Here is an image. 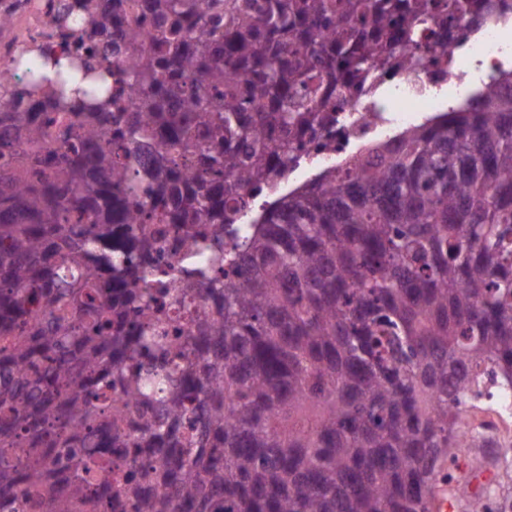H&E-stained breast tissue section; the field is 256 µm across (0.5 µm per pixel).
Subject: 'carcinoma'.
I'll return each instance as SVG.
<instances>
[{"label":"carcinoma","instance_id":"obj_1","mask_svg":"<svg viewBox=\"0 0 512 512\" xmlns=\"http://www.w3.org/2000/svg\"><path fill=\"white\" fill-rule=\"evenodd\" d=\"M46 4L81 41L0 95V512H433L512 390V71L224 228L336 85L493 0ZM172 231L194 278L141 277Z\"/></svg>","mask_w":512,"mask_h":512}]
</instances>
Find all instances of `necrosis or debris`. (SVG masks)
<instances>
[{
  "label": "necrosis or debris",
  "instance_id": "1",
  "mask_svg": "<svg viewBox=\"0 0 512 512\" xmlns=\"http://www.w3.org/2000/svg\"><path fill=\"white\" fill-rule=\"evenodd\" d=\"M14 16L0 27V74L12 58L47 39L53 25L38 0H12ZM490 18H463L447 36L428 39V48L390 70L372 69L363 81L336 89L343 105L334 122L307 136L301 159L271 182L254 188L252 205L237 220L245 228L266 204L308 183L318 171L341 164L373 142H393L404 127L447 112L449 102L466 103L491 77L512 71V0H496Z\"/></svg>",
  "mask_w": 512,
  "mask_h": 512
}]
</instances>
